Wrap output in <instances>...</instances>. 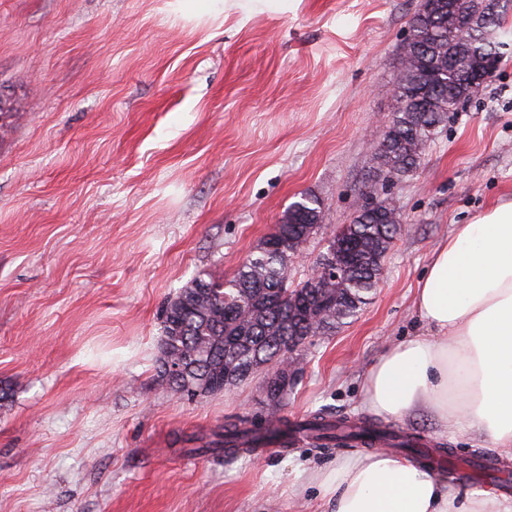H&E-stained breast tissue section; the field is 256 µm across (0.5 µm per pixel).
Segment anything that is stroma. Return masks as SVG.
Listing matches in <instances>:
<instances>
[{
	"mask_svg": "<svg viewBox=\"0 0 512 512\" xmlns=\"http://www.w3.org/2000/svg\"><path fill=\"white\" fill-rule=\"evenodd\" d=\"M423 0H0V512H328L315 469L360 444L234 456L227 421L324 411L485 465L499 451L422 412L362 404L455 225L512 200V11L496 75L387 182L401 224L357 316L267 372L194 400L156 379L163 309L232 276L304 196L323 223L289 267L309 279L377 175L403 39Z\"/></svg>",
	"mask_w": 512,
	"mask_h": 512,
	"instance_id": "35a3bbf8",
	"label": "stroma"
}]
</instances>
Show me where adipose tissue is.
Segmentation results:
<instances>
[{"label":"adipose tissue","instance_id":"obj_1","mask_svg":"<svg viewBox=\"0 0 512 512\" xmlns=\"http://www.w3.org/2000/svg\"><path fill=\"white\" fill-rule=\"evenodd\" d=\"M415 308L428 334L387 347L367 374L364 406L390 417L425 411L512 454V201L456 225ZM318 487L332 512H512V496L454 492L385 450L337 463Z\"/></svg>","mask_w":512,"mask_h":512}]
</instances>
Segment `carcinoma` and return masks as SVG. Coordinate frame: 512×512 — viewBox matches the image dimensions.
I'll list each match as a JSON object with an SVG mask.
<instances>
[{"label":"carcinoma","mask_w":512,"mask_h":512,"mask_svg":"<svg viewBox=\"0 0 512 512\" xmlns=\"http://www.w3.org/2000/svg\"><path fill=\"white\" fill-rule=\"evenodd\" d=\"M463 6L478 18L475 27L466 31L454 30L443 8L430 12L424 8L410 21L405 39L410 50L393 89L397 109L378 142V164L389 178L406 177L417 169L436 129L474 92L462 85L454 69L436 74L425 62L445 56L460 65L479 53L490 62L480 74L484 82L500 66L502 43L494 40L493 33L500 27L503 11H497L490 27L484 28L480 21L487 0H465ZM381 204V214L367 199L357 206L350 224L335 240L340 278L326 280L319 288L310 287L309 279L288 285V266L297 246L316 234L322 223L321 204L311 196L292 203L274 232L231 278L211 273L194 277L167 301L158 381L188 397L205 384L210 393L221 392L225 375L243 382L268 364L282 363L290 342L310 332L325 335L356 317L379 286L383 259L397 234L395 221L388 219L394 206L384 200ZM170 362L180 363L181 369L167 373ZM297 430L317 441L413 447L407 435L318 414L303 423L285 421L263 431L252 428L248 419L237 418L224 425V434L211 445L249 453L270 439L286 441Z\"/></svg>","instance_id":"1"}]
</instances>
